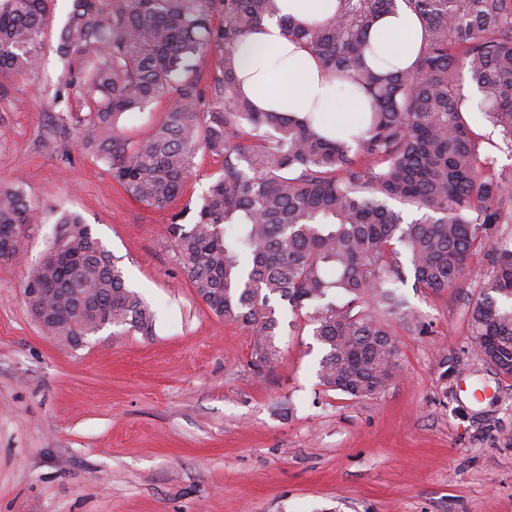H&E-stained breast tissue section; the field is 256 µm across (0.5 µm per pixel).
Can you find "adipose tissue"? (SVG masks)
Here are the masks:
<instances>
[{
  "label": "adipose tissue",
  "mask_w": 512,
  "mask_h": 512,
  "mask_svg": "<svg viewBox=\"0 0 512 512\" xmlns=\"http://www.w3.org/2000/svg\"><path fill=\"white\" fill-rule=\"evenodd\" d=\"M337 0H277L278 17L266 19L243 37L236 49L241 89L261 112L314 117L323 136L335 137L361 129L369 114L367 99L351 85L331 81L321 64L303 45L288 38L279 17L313 25L331 18ZM421 23L406 7L381 15L370 32L374 65L387 70L409 66L422 48Z\"/></svg>",
  "instance_id": "adipose-tissue-1"
}]
</instances>
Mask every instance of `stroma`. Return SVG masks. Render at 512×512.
<instances>
[{
	"label": "stroma",
	"instance_id": "1",
	"mask_svg": "<svg viewBox=\"0 0 512 512\" xmlns=\"http://www.w3.org/2000/svg\"><path fill=\"white\" fill-rule=\"evenodd\" d=\"M70 8L57 0L40 68L0 79V187L81 214L156 322L77 348L47 335L22 284L55 226H27L22 259L0 261V512H512V376L469 335L485 248L456 287L409 292L429 332L393 322L404 370L378 397L324 390L312 326L282 304L279 359L253 367L251 330L198 298L166 237L172 214L190 223L183 208L221 159L198 153L167 209L132 201L53 100ZM469 118L482 159L512 174L499 130Z\"/></svg>",
	"mask_w": 512,
	"mask_h": 512
}]
</instances>
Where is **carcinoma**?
I'll list each match as a JSON object with an SVG mask.
<instances>
[{
    "mask_svg": "<svg viewBox=\"0 0 512 512\" xmlns=\"http://www.w3.org/2000/svg\"><path fill=\"white\" fill-rule=\"evenodd\" d=\"M403 4L424 31L410 68L365 64L376 19ZM55 0H0V76L35 70ZM277 13V0H72L58 33L61 83L84 112H70L77 141L130 198L162 210L183 190L201 150L224 161L190 224L166 232L196 295L218 317L252 330L254 367L273 364V302L310 311L321 346L320 386L374 398L403 371L389 319L429 327L404 289L456 286L477 247L490 244L492 274L469 317L483 361L512 376V240L489 241L512 223V175L487 169L460 93L467 74L476 103L512 146V0H338L322 24L281 21L326 70L369 100L357 134L321 136L309 121L258 112L237 81L238 41ZM215 14L223 23L212 24ZM222 52L216 101L200 107L191 80L205 51ZM176 104L144 138L121 122L157 99ZM416 208L410 222L392 208ZM54 220L52 246L25 288H80L83 299L26 300L45 311L53 336H92L112 326L149 336L155 313L129 288L83 217L42 211L19 187L0 189V242Z\"/></svg>",
    "mask_w": 512,
    "mask_h": 512,
    "instance_id": "carcinoma-1",
    "label": "carcinoma"
}]
</instances>
